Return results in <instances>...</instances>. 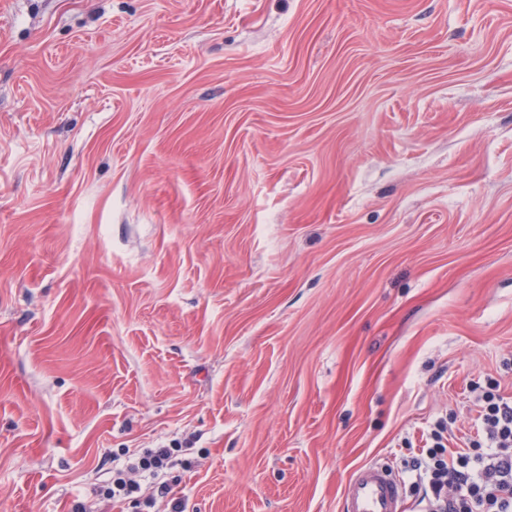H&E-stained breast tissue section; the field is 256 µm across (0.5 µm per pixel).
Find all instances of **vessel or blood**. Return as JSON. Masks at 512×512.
Segmentation results:
<instances>
[{"instance_id":"1","label":"vessel or blood","mask_w":512,"mask_h":512,"mask_svg":"<svg viewBox=\"0 0 512 512\" xmlns=\"http://www.w3.org/2000/svg\"><path fill=\"white\" fill-rule=\"evenodd\" d=\"M403 503L402 479L375 464L358 468L342 490V512H401Z\"/></svg>"}]
</instances>
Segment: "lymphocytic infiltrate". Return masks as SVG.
Returning <instances> with one entry per match:
<instances>
[{"instance_id": "1", "label": "lymphocytic infiltrate", "mask_w": 512, "mask_h": 512, "mask_svg": "<svg viewBox=\"0 0 512 512\" xmlns=\"http://www.w3.org/2000/svg\"><path fill=\"white\" fill-rule=\"evenodd\" d=\"M477 402V438L469 447L446 446L445 428L438 423L429 433L430 446L411 457L424 512H512V400L492 382ZM172 454L159 448L116 469L105 499L137 496L149 512L157 498L166 497L171 512H186V498L173 496L171 485L160 479Z\"/></svg>"}]
</instances>
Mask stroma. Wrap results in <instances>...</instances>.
Listing matches in <instances>:
<instances>
[{"mask_svg":"<svg viewBox=\"0 0 512 512\" xmlns=\"http://www.w3.org/2000/svg\"><path fill=\"white\" fill-rule=\"evenodd\" d=\"M512 396V0H0V512H341ZM172 454L173 449L157 448L147 456L129 460L121 468H116L115 472L113 471L112 482L104 493V498L107 500L135 498L147 509L143 511L151 512L152 510L148 509L154 507L157 496L164 498L171 494L170 511L186 512L187 499L184 496L175 497L172 493V486L159 480L162 471L167 469ZM135 477H140V479ZM141 481H148L149 493L144 497L142 495L134 496L142 491ZM403 503V480L375 464L358 468L342 490V512H401Z\"/></svg>","mask_w":512,"mask_h":512,"instance_id":"1","label":"stroma"}]
</instances>
